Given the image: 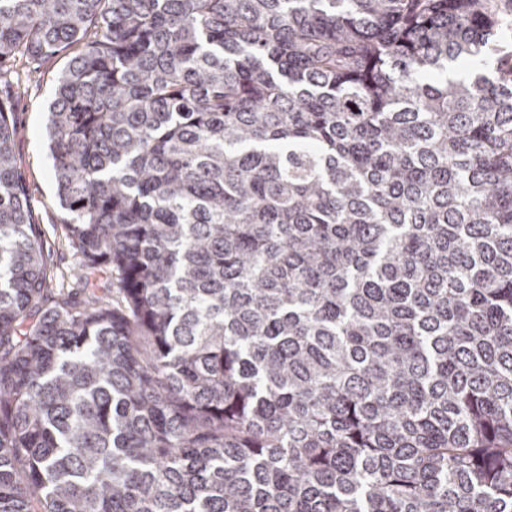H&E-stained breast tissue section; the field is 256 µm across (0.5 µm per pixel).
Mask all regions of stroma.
<instances>
[{"instance_id": "1", "label": "stroma", "mask_w": 512, "mask_h": 512, "mask_svg": "<svg viewBox=\"0 0 512 512\" xmlns=\"http://www.w3.org/2000/svg\"><path fill=\"white\" fill-rule=\"evenodd\" d=\"M69 60L68 54L41 58L23 65L18 78L0 82V99L14 114V151L34 223L38 224L44 248L50 255L47 269L52 292L81 294L82 285L73 274L79 259L63 225V212L56 197L52 162L47 151V106L56 81Z\"/></svg>"}]
</instances>
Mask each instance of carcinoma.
I'll return each mask as SVG.
<instances>
[{"label": "carcinoma", "mask_w": 512, "mask_h": 512, "mask_svg": "<svg viewBox=\"0 0 512 512\" xmlns=\"http://www.w3.org/2000/svg\"><path fill=\"white\" fill-rule=\"evenodd\" d=\"M508 21L0 0L85 294L0 100V512H512ZM69 54L41 58L22 66L19 80L14 74L0 82V99L14 114V151L34 224H39L44 248L50 254L48 288L84 298L82 284L73 275L79 259L70 245L63 225V212L56 197L52 162L47 151V106L56 81L66 67ZM18 83L20 87H16Z\"/></svg>", "instance_id": "obj_1"}]
</instances>
